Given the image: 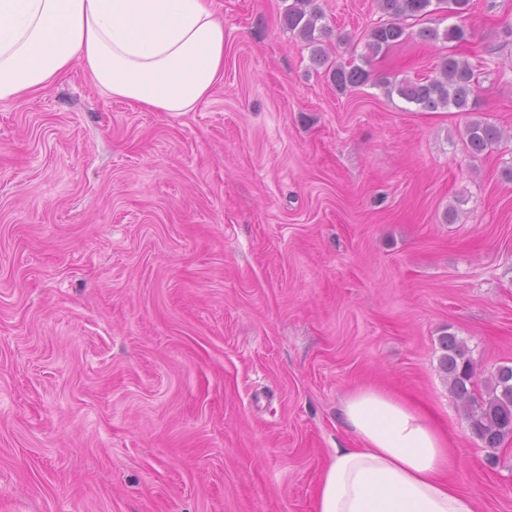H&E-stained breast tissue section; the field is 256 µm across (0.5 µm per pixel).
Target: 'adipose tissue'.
Listing matches in <instances>:
<instances>
[{"mask_svg": "<svg viewBox=\"0 0 512 512\" xmlns=\"http://www.w3.org/2000/svg\"><path fill=\"white\" fill-rule=\"evenodd\" d=\"M81 64L106 94L156 112H188L224 73V24L210 0H0V101ZM341 418L360 440L333 449L316 512H475L442 477L448 437L385 392H352Z\"/></svg>", "mask_w": 512, "mask_h": 512, "instance_id": "obj_1", "label": "adipose tissue"}]
</instances>
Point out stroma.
Segmentation results:
<instances>
[{"label":"stroma","mask_w":512,"mask_h":512,"mask_svg":"<svg viewBox=\"0 0 512 512\" xmlns=\"http://www.w3.org/2000/svg\"><path fill=\"white\" fill-rule=\"evenodd\" d=\"M213 2L224 76L192 111L79 64L0 101V512H315L370 387L451 438L476 512H512V436L488 466L439 366L448 332L476 392L512 365V0H473L470 43L374 55L375 0H317L322 65L291 0ZM452 53L472 112L377 83ZM349 63L371 78L343 93ZM474 117L505 134L480 155ZM314 0H293L284 14L288 29L299 36L308 46L312 47V60L321 62L323 59L322 38L327 37L330 30L320 24L324 15ZM333 84L336 89L343 91L348 87L362 85L369 81L370 73L362 66L355 65L349 69L345 66L339 65L332 70L330 74Z\"/></svg>","instance_id":"stroma-1"}]
</instances>
